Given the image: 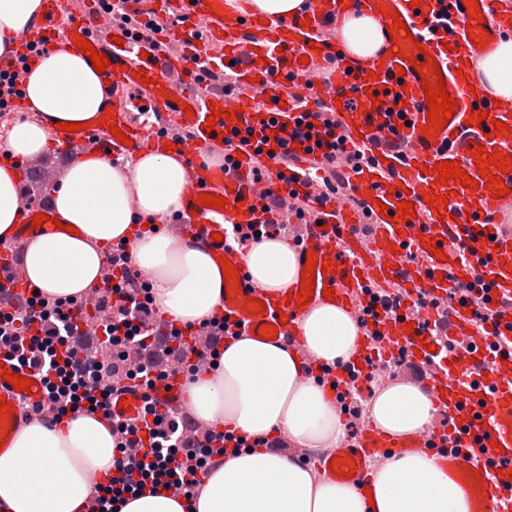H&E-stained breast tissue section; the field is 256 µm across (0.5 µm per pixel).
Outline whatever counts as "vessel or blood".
I'll use <instances>...</instances> for the list:
<instances>
[{"label": "vessel or blood", "instance_id": "obj_1", "mask_svg": "<svg viewBox=\"0 0 512 512\" xmlns=\"http://www.w3.org/2000/svg\"><path fill=\"white\" fill-rule=\"evenodd\" d=\"M306 3L309 22L304 25L296 18L260 24L252 16L225 12L224 0H125L127 14L159 26L155 40L163 47L156 51L152 42L133 41L124 27L101 30L96 10L76 13L69 0H41L39 14L17 37V52L27 53L29 44L38 40L49 50L81 37L98 54L107 55L101 90L103 109L113 113V125L94 119L77 132L55 128L53 141L69 156L111 159L177 146L190 162L182 232L212 257L227 258L233 265H242V250L226 240L214 241L213 233L244 235L272 187H280L285 196L294 191L313 196L333 170L348 173L347 183L324 205L313 206L304 219L289 217L285 238L296 250L298 266H305L308 253L316 255L321 270L313 278V302L323 301L324 290L330 288L336 304L358 317L367 305L365 288L373 283L398 285L403 298L396 313L387 315L383 327L370 322L365 330L388 337L382 358L403 352L422 369V384L448 422L408 437L368 425L342 455L354 461V477L360 480L386 453L416 452L435 443L443 466L480 475L486 487L480 512H512V358L492 356L481 341L462 349L449 345L439 358L421 343L422 324L447 301L453 304L455 330L468 329L471 309L461 304V290L479 278L492 286L491 333L512 336V229L504 225L512 219V170L503 175L490 166V175L501 176L507 188L506 194L496 193L478 184L477 160L470 154L481 145L487 153H503L512 166V135L494 133L498 120L512 128V101L494 105L493 94L474 74V64L489 43L512 30V0H478L485 36L478 43L467 36L471 19L463 0H420L416 6L410 0ZM352 12L372 15L384 26L394 12L403 26L396 36L385 37L374 56L361 58L338 49L335 37L337 18ZM428 22L439 27L440 36L425 30ZM216 44L236 73L239 90L211 98L199 91L196 63L216 53ZM396 47L402 55H393ZM430 58L439 64L446 90L457 104L448 124L433 136L422 132L429 109L420 81L429 72ZM303 105L310 107L316 129L334 126L336 134L365 146L369 161L360 171H352L342 156L332 165L319 156L304 161L305 145L292 135ZM144 106L182 129V137L156 130L153 115L141 114ZM215 107L222 109V116L212 117ZM473 112L486 113V120L469 125ZM210 117L215 126L208 132L204 124ZM269 117L288 136L289 153L301 158L287 183H278L274 159L237 138L224 148L232 158L231 169L205 161L204 152L217 145L219 133L255 126ZM125 136L130 139L126 145L121 142ZM446 161L457 162L472 186L439 183L437 166ZM428 192L447 196V204L439 210L430 207L424 200ZM205 193L225 198L223 209L200 205L198 198ZM402 201L412 202L414 216L400 217ZM19 206L15 247L36 231L54 230L55 209L49 201L24 196ZM39 214L45 220L38 227L34 218ZM426 239L432 240V249L423 248ZM0 286L28 291L13 249L0 250ZM299 291L295 283L272 294L245 279L231 286L221 314L229 332L255 337L264 324H273L278 341L295 348L301 310L292 297ZM259 300L265 305L261 312L255 306ZM1 366L32 382L30 389L19 391L0 378V397L12 407L8 417H0V443L7 445L45 395L35 370L10 359ZM124 397L127 406L111 404V417L137 416L148 398L161 410L182 403L183 376L167 373L149 392L135 389Z\"/></svg>", "mask_w": 512, "mask_h": 512}]
</instances>
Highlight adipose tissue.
<instances>
[{
    "instance_id": "ef3b65f1",
    "label": "adipose tissue",
    "mask_w": 512,
    "mask_h": 512,
    "mask_svg": "<svg viewBox=\"0 0 512 512\" xmlns=\"http://www.w3.org/2000/svg\"><path fill=\"white\" fill-rule=\"evenodd\" d=\"M40 0H0V55L14 48ZM336 36L362 57L383 43L380 24L365 15L342 16ZM478 69L492 91L512 100V38L498 41ZM100 76L75 47L62 44L36 60L25 101L39 121L16 122L7 134L8 158L0 167V240L20 221L18 176L22 162L50 145L48 121L80 123L102 106ZM188 166L175 154L151 153L134 165L106 158L73 160L54 194L73 235L29 239L23 266L44 295L71 299L96 284L109 245L128 241L132 261L151 282L157 309L178 324L199 325L218 313L221 279L210 256L185 237L164 229L180 213ZM250 279L268 292L296 277L294 249L265 238L243 256ZM299 347L241 337L225 344L212 370L186 383L185 408L198 421L241 436H279L298 448H335L344 436L343 414L317 379L303 371L301 356L318 367L346 363L360 347L353 316L333 303L311 307L298 321ZM371 420L385 433L405 437L428 429L437 408L417 385L395 382L373 392ZM114 441L98 416L78 412L50 427L35 420L0 454V499L10 512H81L93 487L90 475L112 466ZM375 496L360 486L320 476L293 456L263 447L221 457L202 477L191 512H469L465 491L427 453L399 456L378 466Z\"/></svg>"
}]
</instances>
